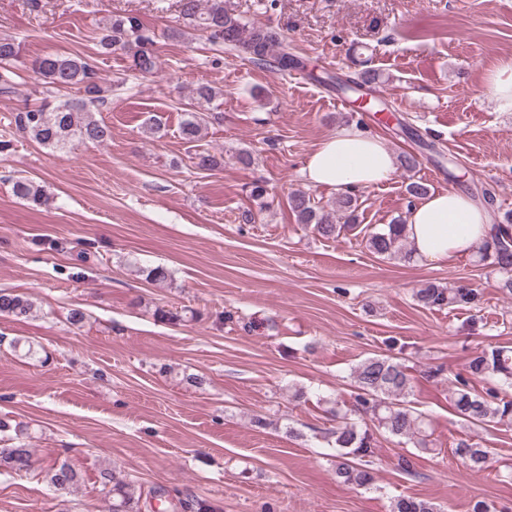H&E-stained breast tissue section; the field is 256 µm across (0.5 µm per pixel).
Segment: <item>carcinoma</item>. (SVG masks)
Returning <instances> with one entry per match:
<instances>
[{
  "instance_id": "carcinoma-1",
  "label": "carcinoma",
  "mask_w": 512,
  "mask_h": 512,
  "mask_svg": "<svg viewBox=\"0 0 512 512\" xmlns=\"http://www.w3.org/2000/svg\"><path fill=\"white\" fill-rule=\"evenodd\" d=\"M179 13L188 23L207 33L212 42L224 44L239 56L257 65L274 64L280 72L305 71L307 76L325 85H335L344 94L373 95V85L380 74L366 70L346 79L321 76L307 69V63L290 51L288 43L273 27L248 24L224 10V0H179ZM99 50L103 54L120 51L131 61V69L141 75L153 74L157 67L154 34L134 15H109L99 23ZM21 58V41L0 37V94L13 92L16 85L17 63ZM39 77L43 95L41 102L25 105L16 113L17 132L40 146L62 149L76 140L100 145L111 139L109 126L95 118L110 103L112 82L99 76L95 67L77 54L45 53L30 63ZM76 88L80 97L51 105L48 98ZM208 124L205 113L189 112L180 127L181 138L194 143L202 138ZM222 158L207 151L195 154L194 165L199 170L220 167ZM13 194L37 204H48L43 187L27 177L12 182ZM289 206L299 223L327 240H336L357 228L360 207L358 197L343 193L336 197L335 208L329 212L316 205L302 191L289 197ZM340 212L345 222H336ZM406 222L399 218L390 224L373 228L366 238L367 248L383 259L407 258ZM479 262L500 276L498 288L512 295V212L508 211L493 225L491 238L477 247ZM150 283H163L171 278L163 265L142 269ZM415 298L422 306L439 310L475 308L481 302L480 293L466 285L455 288L430 282L417 290ZM34 310L26 296L0 290V315L27 317ZM354 393L351 407L332 409L336 426L324 432L329 447L335 449V473L342 482L362 488L374 486L373 461L376 439L374 430H382L402 444L429 449L433 432L426 417L407 401L412 391L410 369L398 359L376 355L361 361L353 370ZM512 348L491 346L476 353L468 363V376L448 381V396L455 412L466 422L478 425L487 422L511 424ZM8 421L0 418V474L27 473L32 470L33 451L28 444L11 436ZM455 455L471 469L487 468L491 451L468 438L455 442ZM48 486L60 494H70L81 484L79 474L66 461L54 460L44 470ZM98 494L110 502L109 512H141V485L131 475L120 476L106 468L100 474ZM181 512H220L217 506L203 499L178 501ZM391 512H437L434 504L413 497L399 496L391 502Z\"/></svg>"
}]
</instances>
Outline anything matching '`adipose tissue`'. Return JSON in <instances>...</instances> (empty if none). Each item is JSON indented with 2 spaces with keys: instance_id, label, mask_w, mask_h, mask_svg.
Instances as JSON below:
<instances>
[{
  "instance_id": "adipose-tissue-1",
  "label": "adipose tissue",
  "mask_w": 512,
  "mask_h": 512,
  "mask_svg": "<svg viewBox=\"0 0 512 512\" xmlns=\"http://www.w3.org/2000/svg\"><path fill=\"white\" fill-rule=\"evenodd\" d=\"M394 172L395 157L383 140L355 126L326 136L303 169L310 184L342 191L379 186ZM406 228L415 255L432 263L469 255L491 234L489 215L456 191L423 198L411 209Z\"/></svg>"
}]
</instances>
